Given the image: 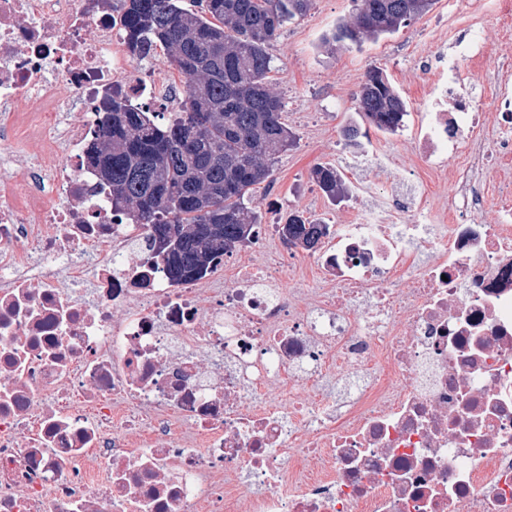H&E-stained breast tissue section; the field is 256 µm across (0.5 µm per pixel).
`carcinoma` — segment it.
Returning a JSON list of instances; mask_svg holds the SVG:
<instances>
[{
  "mask_svg": "<svg viewBox=\"0 0 512 512\" xmlns=\"http://www.w3.org/2000/svg\"><path fill=\"white\" fill-rule=\"evenodd\" d=\"M120 0L128 47L160 46L185 87L181 111L166 123L116 95L87 160L112 192L113 208L142 226L152 259L172 280L195 279L249 239L261 223L255 187L272 177L277 157L295 142L282 121L284 103L270 88L271 42L312 0ZM326 44L360 46L427 14L436 0H354ZM358 112L377 130L394 133L407 103L382 71L365 74ZM312 180L333 201L348 196L336 168L319 165ZM288 241L313 249L328 225L288 214Z\"/></svg>",
  "mask_w": 512,
  "mask_h": 512,
  "instance_id": "cac0c4a2",
  "label": "carcinoma"
}]
</instances>
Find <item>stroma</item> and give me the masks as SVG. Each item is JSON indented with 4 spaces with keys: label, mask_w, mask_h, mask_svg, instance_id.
Returning a JSON list of instances; mask_svg holds the SVG:
<instances>
[{
    "label": "stroma",
    "mask_w": 512,
    "mask_h": 512,
    "mask_svg": "<svg viewBox=\"0 0 512 512\" xmlns=\"http://www.w3.org/2000/svg\"><path fill=\"white\" fill-rule=\"evenodd\" d=\"M472 3L437 0L426 15L360 47L339 45L331 50L322 44L336 22L352 13L353 0H313L304 16L288 23L269 47L274 65L271 86L283 99V120L296 141L279 155L270 182L262 184L255 194L254 204L263 221H278L289 212L300 211L330 224H357L366 207L391 198L399 190V182L377 172L373 158L386 154L402 164L414 162L412 135L428 93L425 67L437 50L451 51L456 35L470 28ZM483 26L482 47L491 64L475 75L474 81L483 90L476 105L489 113L497 82L492 61L512 55V19L497 15L489 2ZM375 67L406 99L408 114L396 133H383L365 124L361 135L352 141L345 129L359 119L356 93L365 73ZM356 146L367 148L370 156L358 171L345 164L347 150ZM320 163L336 167L347 185L365 181L368 193L331 202L311 178L312 169Z\"/></svg>",
    "instance_id": "stroma-1"
}]
</instances>
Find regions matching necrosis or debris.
<instances>
[{
    "instance_id": "necrosis-or-debris-1",
    "label": "necrosis or debris",
    "mask_w": 512,
    "mask_h": 512,
    "mask_svg": "<svg viewBox=\"0 0 512 512\" xmlns=\"http://www.w3.org/2000/svg\"><path fill=\"white\" fill-rule=\"evenodd\" d=\"M457 44L414 145L461 205L337 225L301 305L279 225L174 282L85 167L104 97L177 108L115 0H0V512H512V59L486 114ZM504 175L507 176L505 179L503 178ZM508 184L512 185V164L508 169L503 171H489L487 174V188L489 190L487 206L488 210H494V208L500 202L503 188L504 191H506Z\"/></svg>"
}]
</instances>
